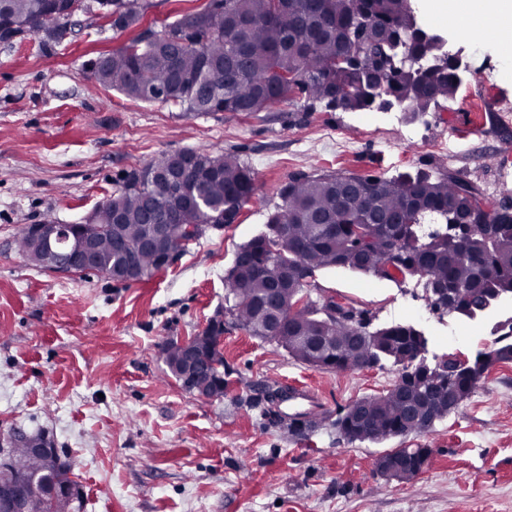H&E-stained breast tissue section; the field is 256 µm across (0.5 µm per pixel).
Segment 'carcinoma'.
Masks as SVG:
<instances>
[{"instance_id":"carcinoma-1","label":"carcinoma","mask_w":512,"mask_h":512,"mask_svg":"<svg viewBox=\"0 0 512 512\" xmlns=\"http://www.w3.org/2000/svg\"><path fill=\"white\" fill-rule=\"evenodd\" d=\"M73 0H0V42L25 33L62 37ZM112 27L123 31L139 23L141 0H96ZM362 9L372 19L364 41L374 58L351 56L348 29ZM419 27L410 0H224L202 12L181 17L156 44L139 36L99 54L90 62L96 82L144 102L179 106L182 116L224 110L263 112L298 92L308 103L360 112L407 105L427 112L455 98L459 70L440 51L395 34ZM193 163L184 167L162 154L128 173L121 188L90 216L97 236V266L105 273L126 262L113 248L112 211L125 222L116 229L133 250L139 280L164 270L158 256L138 248L148 234L145 203L165 209L169 187L160 177L179 172L195 204L183 214L187 224L222 226L238 218L256 191L251 168L234 154L214 156L187 149ZM344 173L301 174L281 191L282 204L271 213L266 230L242 245L224 277L225 311L251 335L273 341L261 299L275 286L288 294V335L324 336L331 355L354 369L418 368L428 338L409 323L373 327V316L352 303L331 298L299 304L316 273L345 268L396 281L416 278L430 289L446 288L448 310L474 321L495 304L512 298V210L488 201L470 182L449 173L405 172L396 176H356L365 198L353 205L342 199ZM317 215L331 224L327 233L313 223ZM426 216L440 224L424 248L412 245ZM27 224L16 236L18 251L34 266ZM200 236L188 237L173 226L169 247L180 254ZM495 335L492 347L474 360L449 362L448 376L429 375L405 391L395 387L354 401L360 419L350 442L381 443L406 437L418 428L427 433L448 417V399L466 400L494 365L512 361V333ZM13 471L44 473L47 466L23 448L10 449ZM407 461L427 464L429 448H398Z\"/></svg>"}]
</instances>
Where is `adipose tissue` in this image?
<instances>
[{
    "label": "adipose tissue",
    "instance_id": "adipose-tissue-1",
    "mask_svg": "<svg viewBox=\"0 0 512 512\" xmlns=\"http://www.w3.org/2000/svg\"><path fill=\"white\" fill-rule=\"evenodd\" d=\"M424 7L462 35L477 29L490 36L512 33V0H425Z\"/></svg>",
    "mask_w": 512,
    "mask_h": 512
}]
</instances>
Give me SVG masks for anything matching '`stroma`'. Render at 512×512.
<instances>
[{"label":"stroma","mask_w":512,"mask_h":512,"mask_svg":"<svg viewBox=\"0 0 512 512\" xmlns=\"http://www.w3.org/2000/svg\"><path fill=\"white\" fill-rule=\"evenodd\" d=\"M208 4L146 0L123 31L90 9L58 41L27 33L0 42V435L46 432L80 488V512H512V362L491 368L430 432L351 443L336 435L337 412L388 389L398 369L303 364L226 318L224 301L237 250L265 230L298 174L449 171L512 206V78H472L434 111L404 113L415 136L397 149L390 112L311 109L295 94L267 112L185 118L93 79L100 53ZM188 148L237 154L256 192L236 223L207 228L164 271L118 284L95 272L55 275L19 254L22 225L48 215L85 222L128 172ZM316 284L379 326L402 322L401 304H426L411 281L344 268L318 272ZM217 317L224 394L204 399L171 376L162 345ZM459 322L431 313L422 326L430 357L471 359L491 346L493 319L471 323L462 344L446 334ZM273 389L288 400L273 405ZM395 448L431 455L414 479L391 480L375 464Z\"/></svg>","instance_id":"1"}]
</instances>
